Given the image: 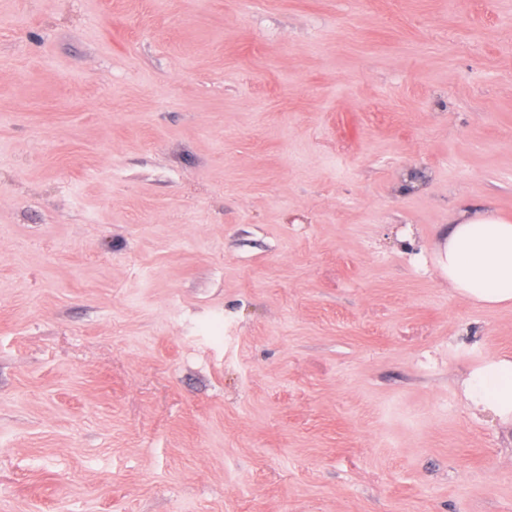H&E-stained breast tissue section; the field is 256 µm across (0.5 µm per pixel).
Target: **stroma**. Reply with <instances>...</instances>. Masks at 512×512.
<instances>
[{
	"label": "stroma",
	"mask_w": 512,
	"mask_h": 512,
	"mask_svg": "<svg viewBox=\"0 0 512 512\" xmlns=\"http://www.w3.org/2000/svg\"><path fill=\"white\" fill-rule=\"evenodd\" d=\"M512 0H0V512H512ZM438 265L458 296L487 309L512 306V222L491 208H461ZM466 406L473 415L491 413L512 428V355L492 356L463 382Z\"/></svg>",
	"instance_id": "obj_1"
}]
</instances>
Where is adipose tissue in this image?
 <instances>
[{
    "label": "adipose tissue",
    "mask_w": 512,
    "mask_h": 512,
    "mask_svg": "<svg viewBox=\"0 0 512 512\" xmlns=\"http://www.w3.org/2000/svg\"><path fill=\"white\" fill-rule=\"evenodd\" d=\"M438 265L458 296L487 309L512 306V221L491 208L460 209ZM463 385L472 414L491 413L512 428V355L489 357Z\"/></svg>",
    "instance_id": "ef3b65f1"
}]
</instances>
